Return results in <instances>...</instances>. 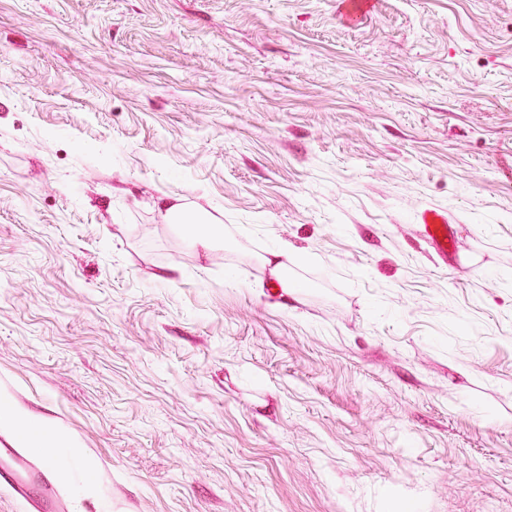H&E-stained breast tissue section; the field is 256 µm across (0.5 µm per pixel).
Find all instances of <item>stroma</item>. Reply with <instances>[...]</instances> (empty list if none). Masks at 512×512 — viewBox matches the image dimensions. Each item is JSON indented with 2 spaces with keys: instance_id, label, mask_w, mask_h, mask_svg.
Returning <instances> with one entry per match:
<instances>
[{
  "instance_id": "obj_1",
  "label": "stroma",
  "mask_w": 512,
  "mask_h": 512,
  "mask_svg": "<svg viewBox=\"0 0 512 512\" xmlns=\"http://www.w3.org/2000/svg\"><path fill=\"white\" fill-rule=\"evenodd\" d=\"M373 2L0 0V401L72 512H512V0ZM373 8L371 0H337L336 15L340 22L352 25L370 14ZM182 200V197L163 195L159 197L157 204L174 224H184L188 222L189 217L186 214V205ZM417 233L448 266V259L458 251L448 212L436 208L421 211L417 218ZM8 427L15 431L23 440L39 450H48L50 452L48 459L55 462L63 457H73L76 450L73 446L60 442L54 448H41V424L32 416L22 414L16 411L7 403H1L0 406V427Z\"/></svg>"
}]
</instances>
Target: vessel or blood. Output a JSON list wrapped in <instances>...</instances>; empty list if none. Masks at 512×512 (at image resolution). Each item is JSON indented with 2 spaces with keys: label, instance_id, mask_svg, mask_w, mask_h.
<instances>
[{
  "label": "vessel or blood",
  "instance_id": "1",
  "mask_svg": "<svg viewBox=\"0 0 512 512\" xmlns=\"http://www.w3.org/2000/svg\"><path fill=\"white\" fill-rule=\"evenodd\" d=\"M372 8V0H336V15L346 25L359 22ZM417 233L441 261L456 255L455 232L446 211L436 208L421 211ZM58 486L57 474L44 472L40 463L24 452L0 448V487L21 502L24 512H69V501L59 494Z\"/></svg>",
  "mask_w": 512,
  "mask_h": 512
}]
</instances>
